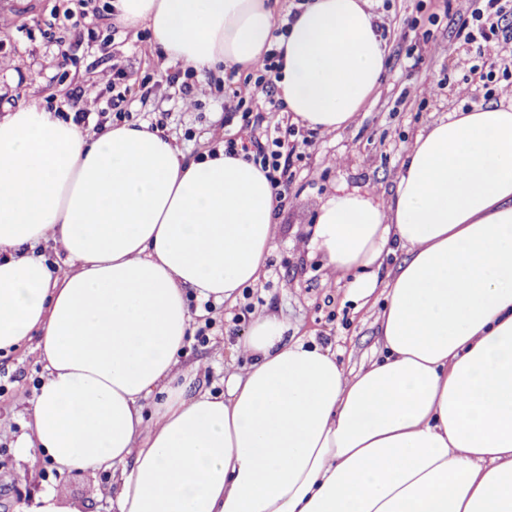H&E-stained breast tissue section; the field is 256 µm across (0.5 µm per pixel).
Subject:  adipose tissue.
Here are the masks:
<instances>
[{
	"instance_id": "ef3b65f1",
	"label": "adipose tissue",
	"mask_w": 512,
	"mask_h": 512,
	"mask_svg": "<svg viewBox=\"0 0 512 512\" xmlns=\"http://www.w3.org/2000/svg\"><path fill=\"white\" fill-rule=\"evenodd\" d=\"M279 2L112 15L202 76L281 51L277 97L340 132L386 67L369 0H308L277 36ZM394 183L337 189L314 237L355 298L384 290L378 357L345 371L261 315L226 393L194 392L188 300L231 306L258 281L276 232L264 173L220 147L186 160L146 122L90 135L40 100L0 117V350L34 341L45 370L17 456L111 472L114 512H512V103L431 123Z\"/></svg>"
}]
</instances>
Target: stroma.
Returning a JSON list of instances; mask_svg holds the SVG:
<instances>
[{
  "label": "stroma",
  "mask_w": 512,
  "mask_h": 512,
  "mask_svg": "<svg viewBox=\"0 0 512 512\" xmlns=\"http://www.w3.org/2000/svg\"><path fill=\"white\" fill-rule=\"evenodd\" d=\"M466 0H372V8L391 18L385 36L387 60L380 85L355 123L336 134L315 137L303 147L290 199L276 209L275 245L258 281L253 284V313L239 330L227 322L240 306L216 305L209 316L206 342L191 341L185 364H199L193 389L223 392L224 370L233 348L248 336L254 313L266 309L284 327L285 337H304L334 351L351 370L376 355L375 325L382 293L367 304L352 299L350 278H337L324 251L310 239L321 206L338 187L389 195L394 176L416 135L448 113L483 104L481 82L471 84L472 97H458L464 77L455 66L463 49L456 35L455 10ZM97 17L86 27L73 28L80 0H0V116L31 99L65 108L72 89L92 84L96 91L82 99L87 114L83 130L98 132L112 119L107 102L114 91L126 94L131 119L163 122L186 157L192 158L236 132L240 114L224 116V96L242 88L245 74L225 71L222 77H194L196 104L185 109L178 86L168 76L184 63H165L150 50L147 31L113 24L110 0H93ZM431 30L439 46L436 55L414 62L409 51L416 29ZM121 63L125 76L113 80L112 65ZM443 81L437 98L423 102L402 91L424 80ZM343 165H333V158ZM42 368L28 348L0 356V512H18L42 483L56 484L79 512H113L103 496L111 473L62 476L48 459L32 453L20 461L13 450L24 431L26 408L42 380Z\"/></svg>",
  "instance_id": "1"
}]
</instances>
